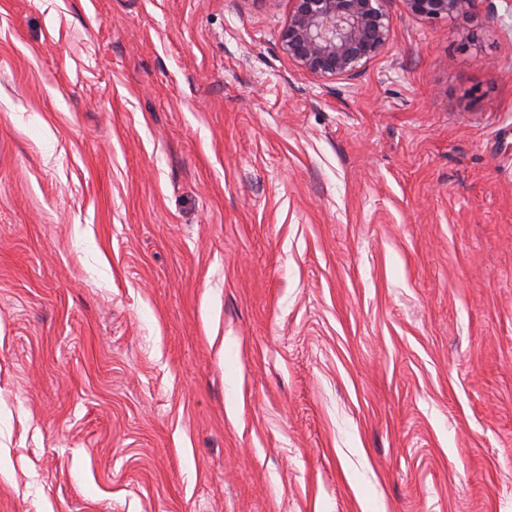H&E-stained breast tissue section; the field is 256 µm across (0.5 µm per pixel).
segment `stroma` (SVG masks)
<instances>
[{
	"label": "stroma",
	"instance_id": "stroma-1",
	"mask_svg": "<svg viewBox=\"0 0 512 512\" xmlns=\"http://www.w3.org/2000/svg\"><path fill=\"white\" fill-rule=\"evenodd\" d=\"M0 0V512H512V0ZM279 35L282 51L318 78L351 79L384 50L390 37L386 0H292ZM408 11L430 22L452 20L470 13L479 0H404Z\"/></svg>",
	"mask_w": 512,
	"mask_h": 512
}]
</instances>
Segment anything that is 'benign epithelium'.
I'll use <instances>...</instances> for the list:
<instances>
[{
  "mask_svg": "<svg viewBox=\"0 0 512 512\" xmlns=\"http://www.w3.org/2000/svg\"><path fill=\"white\" fill-rule=\"evenodd\" d=\"M386 0H292L279 35L282 51L318 78L351 79L384 50L390 37ZM408 11L430 22L452 20L480 0H404Z\"/></svg>",
  "mask_w": 512,
  "mask_h": 512,
  "instance_id": "obj_1",
  "label": "benign epithelium"
}]
</instances>
